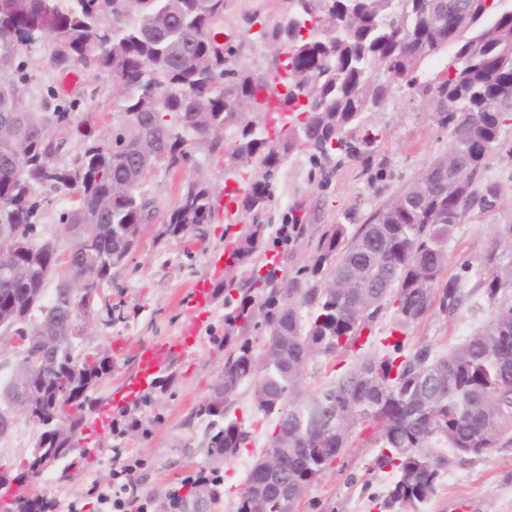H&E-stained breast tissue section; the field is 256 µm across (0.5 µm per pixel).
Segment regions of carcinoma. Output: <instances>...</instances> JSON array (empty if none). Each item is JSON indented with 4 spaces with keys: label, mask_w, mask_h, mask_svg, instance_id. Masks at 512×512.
<instances>
[{
    "label": "carcinoma",
    "mask_w": 512,
    "mask_h": 512,
    "mask_svg": "<svg viewBox=\"0 0 512 512\" xmlns=\"http://www.w3.org/2000/svg\"><path fill=\"white\" fill-rule=\"evenodd\" d=\"M278 19L260 23L262 45L285 58L263 69L243 65L218 40L224 0H0V225L20 247L0 259V320L6 336H23L35 355L46 319L69 317L59 291L46 295L54 262L42 248L44 202L58 194L76 203L58 214L72 249L69 273H87L106 287L125 267L161 202L147 189L154 173L189 167L178 204L155 238L181 239L190 227L217 218L204 160L226 157L224 180L241 172L235 189L243 227L236 238L245 274L224 280V377L196 415L206 422L209 452L244 447L248 432L228 416L232 397L253 383L257 408L275 416V441L288 437V484L306 485L334 458H318L333 430L336 454L356 427L371 431L381 462L398 472L383 507L425 512L440 478L432 445L493 448L512 434V224L494 226L484 251L446 276L448 245L469 213L497 209L504 184L484 177L502 126L512 122V0H287ZM48 42L51 67L119 85L113 93L119 123L107 143H79L76 100L47 92L43 111L23 103L17 59ZM431 58L441 69L423 75ZM407 87L434 107L448 131V149L398 196L363 223L328 224L309 263L294 275L254 259L269 248L288 250L308 231L304 207L281 214L267 237L273 186L291 154L302 152L309 176L325 189L333 156L358 159L369 179L385 176L375 161L379 143L367 114L393 85ZM69 136L57 151L43 143L45 124ZM474 280L491 306L489 320L444 354L407 350V330L438 311L457 317L462 288ZM239 297H234L233 293ZM393 325L373 328L386 306ZM262 337V350L246 337ZM376 355L339 373L322 390L301 389L307 362L318 356ZM46 372L33 377L37 409L30 420L43 448L68 446L92 409V394L110 374L107 359L83 362L78 343L51 345ZM70 386V405L58 386ZM250 469L237 512H251ZM301 496L273 497L264 512H291Z\"/></svg>",
    "instance_id": "cac0c4a2"
}]
</instances>
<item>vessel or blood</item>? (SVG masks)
Returning a JSON list of instances; mask_svg holds the SVG:
<instances>
[{"label":"vessel or blood","mask_w":512,"mask_h":512,"mask_svg":"<svg viewBox=\"0 0 512 512\" xmlns=\"http://www.w3.org/2000/svg\"><path fill=\"white\" fill-rule=\"evenodd\" d=\"M195 298V310L189 311L181 323L179 342L152 340L139 349L136 357V375L141 380L147 382L153 380L163 369L187 355L189 343L197 339L206 317L205 308L209 301V294L207 290L199 288L195 291Z\"/></svg>","instance_id":"vessel-or-blood-1"}]
</instances>
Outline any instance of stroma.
<instances>
[{"instance_id": "1", "label": "stroma", "mask_w": 512, "mask_h": 512, "mask_svg": "<svg viewBox=\"0 0 512 512\" xmlns=\"http://www.w3.org/2000/svg\"><path fill=\"white\" fill-rule=\"evenodd\" d=\"M286 7V0H226L225 40L234 46L242 64L252 66L262 58L263 47L250 26L251 19L275 17ZM50 53L46 43L25 57L30 78L21 88L23 101L36 109L46 87H65L78 96L75 113L81 131L99 141L108 139L116 120L111 84L84 74L75 83L63 84L48 63ZM368 121L383 132L376 157L391 172L387 180L369 181L360 161L346 158L330 167L329 186L322 191L309 179V163L301 153L291 155L280 171L271 217L279 218L287 203L306 205L311 213L306 237L288 249L287 273L308 263L325 225L342 221L348 212L364 221L402 192L448 146L447 131L434 123L425 100L414 94L394 92L383 109L369 113ZM488 174L503 181L504 202L495 212L468 215L448 248V274L457 273L464 259L482 252L494 225L512 224V123L502 129L500 144L488 159ZM224 229V222L217 220L183 239L166 241L156 239L154 229H147L127 266L116 271L117 285L107 295L120 304L122 315L111 318L98 312L82 344L85 354L111 357L112 376L98 389L95 407L87 414L84 457L68 471L57 468L51 472L53 484L47 492L61 503H68L92 480L105 478L112 467V450L119 446L142 458L138 482L154 495L156 512H165L169 487L198 468L218 470L223 481L217 487L185 489L183 512H237L246 475L264 450L275 419L257 409L253 384H243L229 415L249 431L251 441L230 459L219 463L210 459L206 424L196 410L209 397L224 366L223 279L208 281L209 316L197 343L186 359L159 375L152 404L138 408L125 398L139 344L156 338L179 339L195 284L205 279L208 265L219 261L224 250ZM464 295L458 318L436 312L411 327L410 349L427 346L445 353L486 322L491 309L483 293L468 287ZM133 418L141 420V427H130ZM38 433L24 414H15L11 431L0 438V465L19 473ZM434 453L441 460V476L426 512H512L511 440L501 439L480 457H460L444 444L436 445ZM380 454L367 434L352 432L332 468L306 492L301 512H386L382 502L398 474L392 467L378 466Z\"/></svg>"}]
</instances>
